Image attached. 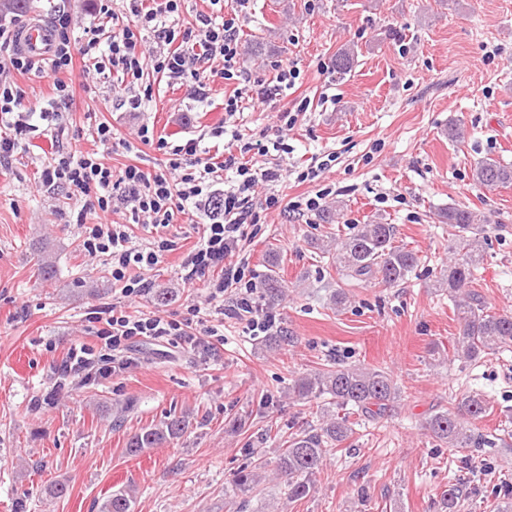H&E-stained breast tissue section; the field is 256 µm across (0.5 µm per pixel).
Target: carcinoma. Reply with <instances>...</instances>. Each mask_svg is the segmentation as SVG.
I'll use <instances>...</instances> for the list:
<instances>
[{
    "label": "carcinoma",
    "mask_w": 512,
    "mask_h": 512,
    "mask_svg": "<svg viewBox=\"0 0 512 512\" xmlns=\"http://www.w3.org/2000/svg\"><path fill=\"white\" fill-rule=\"evenodd\" d=\"M357 58L355 46L336 52L333 68L344 75L351 71ZM472 179L478 186L495 189L512 184V166L493 158L477 161ZM445 223L455 229L457 258L442 270L440 286L453 294L454 313L459 331L454 356L476 365L492 353L512 346V314L490 311L478 295L469 290L476 272L485 260L486 227L493 223L491 214L469 208L450 206L442 213ZM392 224H358L342 241L322 236L311 240L313 248L332 256L339 280L348 286L374 283L397 286L406 281L420 264L418 255L394 244ZM288 395L297 402L312 403L328 398L338 414L324 410L319 427L292 433L280 450L277 475L285 479L286 498L293 503L307 498L313 491L312 477L323 464L328 450L351 439L356 426L367 419H379L398 402L400 391L390 374L376 367L329 365L296 378ZM489 411L485 395L471 390L455 400L451 408L436 411L426 427L450 448H465L478 441L468 423ZM358 420H349V413ZM185 431V420L174 416L159 425L140 429L127 442L126 450L137 456L167 440L177 439ZM265 463L257 458L239 469L233 480V494L228 496L229 512H247L248 495L265 481ZM468 495L467 481L456 478L440 495L444 512H458ZM131 490L112 492L101 512H133Z\"/></svg>",
    "instance_id": "1"
}]
</instances>
